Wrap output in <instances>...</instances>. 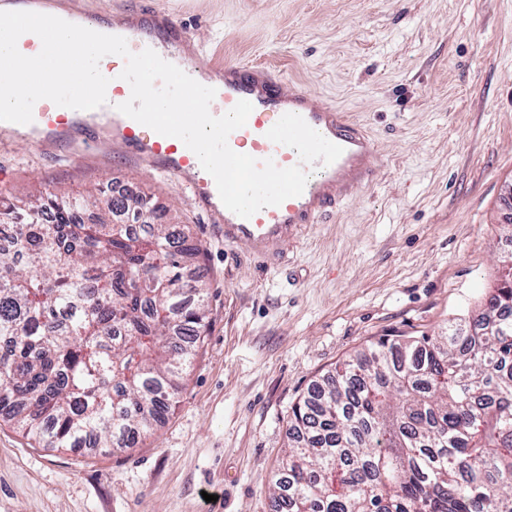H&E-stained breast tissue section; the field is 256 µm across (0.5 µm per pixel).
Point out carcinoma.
Returning a JSON list of instances; mask_svg holds the SVG:
<instances>
[{"label":"carcinoma","mask_w":512,"mask_h":512,"mask_svg":"<svg viewBox=\"0 0 512 512\" xmlns=\"http://www.w3.org/2000/svg\"><path fill=\"white\" fill-rule=\"evenodd\" d=\"M1 220L0 416L50 448L154 434L207 327L199 244L144 193H0ZM269 512H512V262L475 318L311 385Z\"/></svg>","instance_id":"cac0c4a2"}]
</instances>
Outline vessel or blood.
<instances>
[{"mask_svg": "<svg viewBox=\"0 0 512 512\" xmlns=\"http://www.w3.org/2000/svg\"><path fill=\"white\" fill-rule=\"evenodd\" d=\"M125 19L120 34L135 51L152 49L199 83L214 85L212 115H223L241 100L252 103L246 125L228 137L233 151L260 161L273 160L281 168L298 165L296 149L273 143L267 137L283 114L295 113L326 139L341 146V156L330 165H315L300 196L242 218L224 206L214 179L180 139L160 135L117 111V104L128 100L131 94L129 83L120 77L125 66L123 58L113 57L104 65V84H111V92H104L102 86L75 81L79 67L68 48L53 37V19L48 14L22 37L15 55L0 58L2 73L19 66L28 70L32 101L27 110L1 112L0 132L34 135L54 147L68 149L73 145L71 129L93 128L98 135L111 140L114 154L134 158L186 185L196 206L208 214L211 223L222 226L225 244L245 246L257 257L270 260L278 259L284 245L304 225L318 223L323 215L341 209L353 190L374 183L375 144L362 125L346 112L314 104L309 92L299 84L282 90L281 78L240 63H226L223 80L211 81V66L190 54L188 31L177 19L148 8L128 9ZM49 59L54 62L50 68L45 65ZM63 91L68 94L70 106L66 112L57 103Z\"/></svg>", "mask_w": 512, "mask_h": 512, "instance_id": "b4317fda", "label": "vessel or blood"}]
</instances>
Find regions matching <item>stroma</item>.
I'll return each instance as SVG.
<instances>
[{
    "mask_svg": "<svg viewBox=\"0 0 512 512\" xmlns=\"http://www.w3.org/2000/svg\"><path fill=\"white\" fill-rule=\"evenodd\" d=\"M181 21L203 60L299 81L364 124L375 182L306 225L277 265L225 245L188 188L115 156L0 148V190L116 185L172 210L203 249L208 327L172 413L124 452L44 448L0 419V512H268L288 411L381 338L470 315L512 256V0H79Z\"/></svg>",
    "mask_w": 512,
    "mask_h": 512,
    "instance_id": "obj_1",
    "label": "stroma"
}]
</instances>
